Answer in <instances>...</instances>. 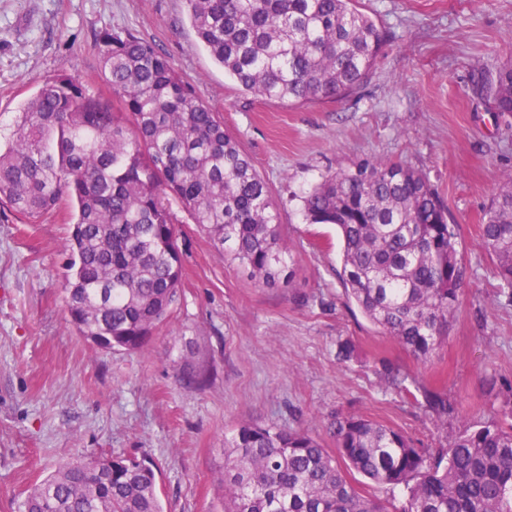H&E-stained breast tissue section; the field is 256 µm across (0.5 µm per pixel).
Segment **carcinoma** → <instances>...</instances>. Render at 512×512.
<instances>
[{
	"label": "carcinoma",
	"mask_w": 512,
	"mask_h": 512,
	"mask_svg": "<svg viewBox=\"0 0 512 512\" xmlns=\"http://www.w3.org/2000/svg\"><path fill=\"white\" fill-rule=\"evenodd\" d=\"M199 42L244 90L288 104L335 101L365 78L384 45L356 0H185ZM96 50L112 96L65 72L45 81L0 133V218L36 224L68 200L73 227L65 302L93 345L134 352L180 295L177 202L261 288L291 278L266 182L224 122L131 32H101ZM493 112L512 114V61L477 82ZM312 224L340 231V277L382 332L431 361L467 278L457 232L420 170L375 158L328 174L303 200ZM512 288V173L480 226ZM499 418L430 454L358 413L327 429L336 455L308 432L250 422L224 445V512H512V387ZM406 492L401 505L347 477ZM19 512H165L146 460L85 452L34 485Z\"/></svg>",
	"instance_id": "obj_1"
}]
</instances>
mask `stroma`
I'll return each instance as SVG.
<instances>
[{
    "label": "stroma",
    "instance_id": "1",
    "mask_svg": "<svg viewBox=\"0 0 512 512\" xmlns=\"http://www.w3.org/2000/svg\"><path fill=\"white\" fill-rule=\"evenodd\" d=\"M384 33L364 82L336 102L244 93L201 45L185 0H0V119L59 72L96 89V37L155 44L252 159L278 211L295 275L255 286L191 221L179 224L180 298L139 351L98 349L65 303L71 208L0 221V512L87 449L152 461L166 512H221L224 441L254 421L306 429L324 447L339 412L396 427L435 453L500 413L512 385V296L480 224L512 172V116L489 111L481 75L512 59V0H357ZM384 157L425 173L457 226L468 275L431 362L380 332L342 284L335 226L302 200L329 173ZM350 345V360L337 359ZM205 375L185 387L183 372ZM448 399L438 417L425 391Z\"/></svg>",
    "mask_w": 512,
    "mask_h": 512
}]
</instances>
